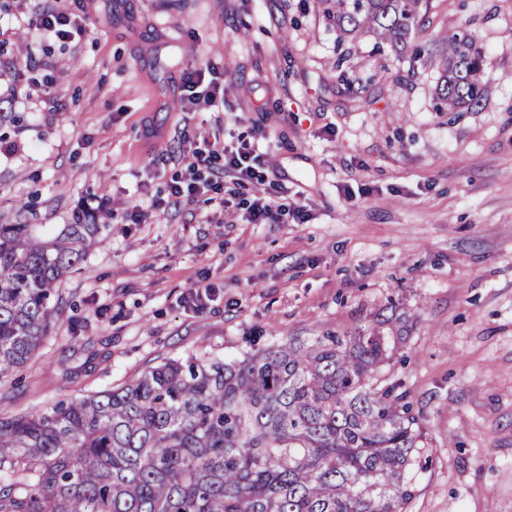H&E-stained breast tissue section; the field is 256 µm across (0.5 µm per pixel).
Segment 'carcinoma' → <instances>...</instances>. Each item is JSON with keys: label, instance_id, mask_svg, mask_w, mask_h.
Returning <instances> with one entry per match:
<instances>
[{"label": "carcinoma", "instance_id": "1", "mask_svg": "<svg viewBox=\"0 0 512 512\" xmlns=\"http://www.w3.org/2000/svg\"><path fill=\"white\" fill-rule=\"evenodd\" d=\"M429 0H318L351 40L408 53L436 74L435 109L479 102L466 28L418 37ZM79 213L0 224V384L40 349L56 284L104 240ZM373 327L289 337L241 360L168 358L107 391L0 416V512H407L424 450L418 419L381 366Z\"/></svg>", "mask_w": 512, "mask_h": 512}]
</instances>
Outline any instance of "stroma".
I'll return each instance as SVG.
<instances>
[{
    "instance_id": "1",
    "label": "stroma",
    "mask_w": 512,
    "mask_h": 512,
    "mask_svg": "<svg viewBox=\"0 0 512 512\" xmlns=\"http://www.w3.org/2000/svg\"><path fill=\"white\" fill-rule=\"evenodd\" d=\"M63 2L85 33L32 29ZM460 25L485 94L436 112L434 73L339 40L314 0H0L14 49L0 110L28 118L0 157V222L58 228L90 207L107 226L59 284L52 332L0 386V414L167 358L230 361L370 325L396 339L383 370L429 458L407 512H512V0H432L421 35ZM208 64L224 107L189 109L181 76ZM261 130L272 183L237 188L235 207L199 193L132 223L133 205L167 197L184 151ZM273 183L306 223H248L242 200ZM199 284L197 308L185 296Z\"/></svg>"
}]
</instances>
